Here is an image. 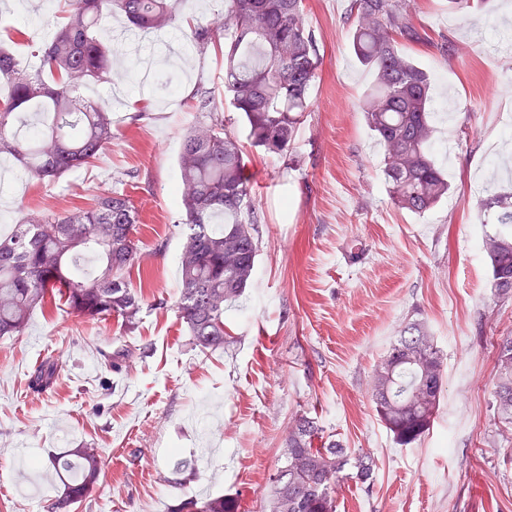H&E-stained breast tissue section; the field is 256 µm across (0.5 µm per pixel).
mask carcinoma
Listing matches in <instances>:
<instances>
[{"label": "carcinoma", "mask_w": 512, "mask_h": 512, "mask_svg": "<svg viewBox=\"0 0 512 512\" xmlns=\"http://www.w3.org/2000/svg\"><path fill=\"white\" fill-rule=\"evenodd\" d=\"M184 0H69L64 21L41 55V69L21 70L0 48V80L12 93L0 101V153L19 161L37 181L57 179L100 159L112 143V113L107 102L84 103L78 90L91 79L110 76L113 49L99 30L114 15L143 29L162 31L177 21ZM414 0H352L353 52L374 75L362 109L383 149L386 181L394 203L421 214L448 195L449 184L431 154L435 129L430 119V77L402 54L396 37L419 39L412 24ZM224 92L239 112L251 146L282 156L293 145L320 65L313 31L304 17V0H224ZM54 78L47 81L42 70ZM210 123L185 135L177 164V197L189 233L179 256V318L202 353L224 348L225 310L250 285L258 253V230L245 177L238 137L224 130L223 103L210 98ZM36 112L39 125L18 135L13 121ZM481 217L497 229L485 235L483 249L498 295L512 294V193L480 200ZM138 210L126 195L103 192L92 202L64 213L27 208L12 233L0 237V336H20L33 312L47 299L64 301L83 321L112 317L131 331L137 327L143 298L129 287L126 274L136 265ZM95 259L94 271H76L80 258ZM415 321L388 347L384 358L401 364L393 375L373 373L372 401L378 419L395 443L409 447L432 427L443 388V362L435 344L417 350L433 370L430 399L421 400V371L404 351V335L420 334ZM494 407L512 423V336L496 343ZM59 360L48 358L30 380L42 390L53 383ZM50 464L68 475L48 512H74L93 490L105 464L100 449L88 445L54 456ZM373 459L332 438L313 417L296 418L288 433L287 460L269 477L262 512H336L332 488L340 479L362 484ZM172 512H237L222 495L184 499Z\"/></svg>", "instance_id": "cac0c4a2"}]
</instances>
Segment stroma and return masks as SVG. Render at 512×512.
<instances>
[{"mask_svg":"<svg viewBox=\"0 0 512 512\" xmlns=\"http://www.w3.org/2000/svg\"><path fill=\"white\" fill-rule=\"evenodd\" d=\"M350 0H305L322 60L311 109L286 156L246 147L259 231L253 280L224 314L229 342L203 353L178 317L186 229L176 187L187 130L205 122L203 96L224 97V42L193 45L196 24L224 0H190L165 33H137L93 88L112 103V144L93 166L29 179L9 156L0 181V235L27 206L66 211L101 191L139 210L146 304L134 330L84 322L63 304L36 309L24 335L0 338V512H47L60 489L51 456L88 443L105 465L75 512H171L180 500L224 495L261 512L284 461L295 415L371 455L373 481L336 483V512H512V425L492 399L496 341L512 335V297H497L476 203L512 186V0L457 10L416 0L420 41L398 49L433 77L434 158L447 198L424 214L397 208L360 103L372 77L357 63ZM64 0H0V46L19 66L64 17ZM23 29L25 39L13 37ZM424 322L443 353L434 424L396 445L370 400L375 365L409 324ZM129 357L115 359L121 349ZM61 370L46 390L29 380L47 357ZM195 477H186V469Z\"/></svg>","mask_w":512,"mask_h":512,"instance_id":"stroma-1","label":"stroma"}]
</instances>
